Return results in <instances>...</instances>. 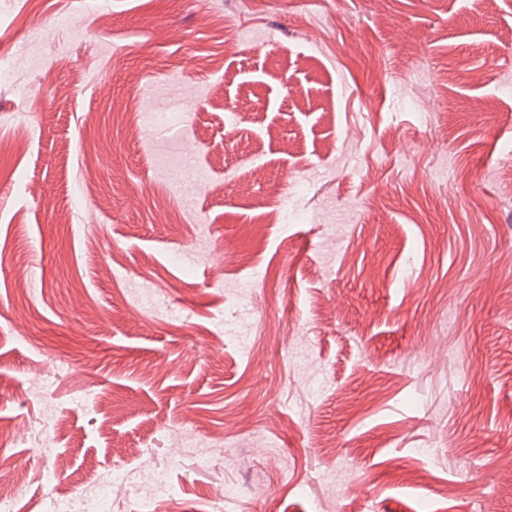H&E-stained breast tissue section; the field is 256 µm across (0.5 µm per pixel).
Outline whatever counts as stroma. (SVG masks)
Listing matches in <instances>:
<instances>
[{"label":"stroma","mask_w":512,"mask_h":512,"mask_svg":"<svg viewBox=\"0 0 512 512\" xmlns=\"http://www.w3.org/2000/svg\"><path fill=\"white\" fill-rule=\"evenodd\" d=\"M0 43L18 507L512 512V0H0ZM136 490L137 497L146 508H150L153 501L163 496L168 490L167 476L162 471L152 472L144 483L140 484ZM117 488L127 491L119 479H115L113 482H102L92 495H80V497L74 498V503L69 506L67 511L107 512L110 509L112 499L117 495Z\"/></svg>","instance_id":"1"}]
</instances>
